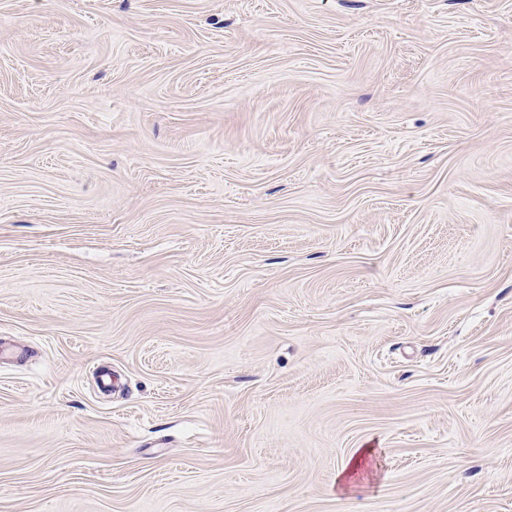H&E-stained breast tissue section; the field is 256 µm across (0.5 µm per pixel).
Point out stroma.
I'll use <instances>...</instances> for the list:
<instances>
[{
    "label": "stroma",
    "mask_w": 512,
    "mask_h": 512,
    "mask_svg": "<svg viewBox=\"0 0 512 512\" xmlns=\"http://www.w3.org/2000/svg\"><path fill=\"white\" fill-rule=\"evenodd\" d=\"M0 512H512V0H0Z\"/></svg>",
    "instance_id": "obj_1"
}]
</instances>
